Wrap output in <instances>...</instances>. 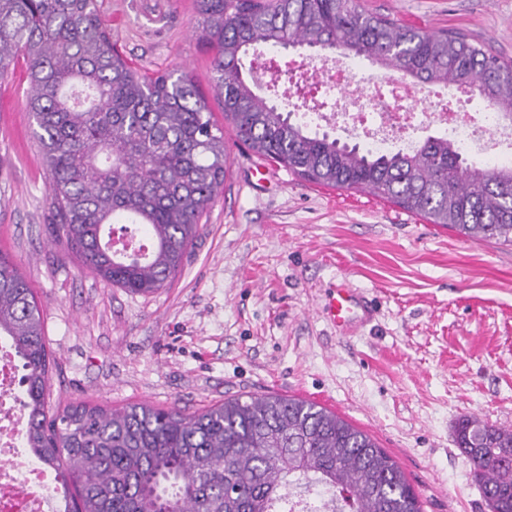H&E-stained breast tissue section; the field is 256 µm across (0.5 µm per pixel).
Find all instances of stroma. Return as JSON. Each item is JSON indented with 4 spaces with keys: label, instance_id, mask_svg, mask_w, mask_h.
<instances>
[{
    "label": "stroma",
    "instance_id": "35a3bbf8",
    "mask_svg": "<svg viewBox=\"0 0 512 512\" xmlns=\"http://www.w3.org/2000/svg\"><path fill=\"white\" fill-rule=\"evenodd\" d=\"M512 59V0H357ZM139 68L209 90L193 0H97ZM24 64L0 78V253L41 305L51 403L177 405L277 394L314 401L398 463L422 512H490L454 429H512V245L473 240L366 191L315 186L237 141L224 188L167 288L140 295L68 252L49 217ZM264 180L253 177L256 168ZM372 308L349 332L319 315L334 289Z\"/></svg>",
    "mask_w": 512,
    "mask_h": 512
}]
</instances>
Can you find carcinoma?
I'll use <instances>...</instances> for the list:
<instances>
[{
  "label": "carcinoma",
  "instance_id": "obj_1",
  "mask_svg": "<svg viewBox=\"0 0 512 512\" xmlns=\"http://www.w3.org/2000/svg\"><path fill=\"white\" fill-rule=\"evenodd\" d=\"M198 39L215 51L212 90L254 154L301 180L367 191L432 224L512 244V163L469 164L446 136L373 152L309 130L251 86L257 46L340 51L416 85L467 86L512 115V61L459 32H427L365 13L355 0H195ZM27 64L33 135L48 175L50 220L66 249L107 283L154 294L179 273L224 187V130L186 72L136 67L96 0H0V77ZM133 224L150 250H116ZM22 371L24 444L57 471L64 512H290L301 484L334 512H421L397 463L315 402L278 395L175 406L48 405L51 355L41 308L0 254V337ZM455 444L492 512H512V429L470 417Z\"/></svg>",
  "mask_w": 512,
  "mask_h": 512
}]
</instances>
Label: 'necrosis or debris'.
I'll return each instance as SVG.
<instances>
[{
	"label": "necrosis or debris",
	"instance_id": "1",
	"mask_svg": "<svg viewBox=\"0 0 512 512\" xmlns=\"http://www.w3.org/2000/svg\"><path fill=\"white\" fill-rule=\"evenodd\" d=\"M288 72L307 80L306 87L294 92L306 114L362 131L370 150L412 148L419 126L430 122L448 129L462 150L490 148L497 157L512 160V123L501 113L478 118L458 112L430 88L413 92L400 77L360 74L339 60L292 63ZM320 92L330 98V112L312 104V96ZM17 380L14 354L0 344V512H58L56 489L45 470L20 459L23 421Z\"/></svg>",
	"mask_w": 512,
	"mask_h": 512
}]
</instances>
